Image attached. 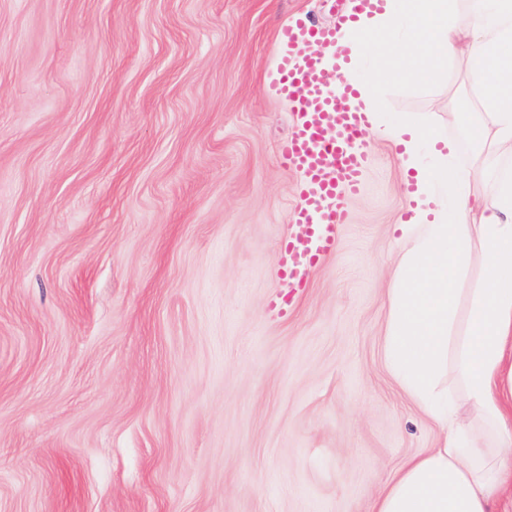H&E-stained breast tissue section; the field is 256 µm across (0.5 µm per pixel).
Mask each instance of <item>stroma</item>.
Returning a JSON list of instances; mask_svg holds the SVG:
<instances>
[{
	"instance_id": "35a3bbf8",
	"label": "stroma",
	"mask_w": 512,
	"mask_h": 512,
	"mask_svg": "<svg viewBox=\"0 0 512 512\" xmlns=\"http://www.w3.org/2000/svg\"><path fill=\"white\" fill-rule=\"evenodd\" d=\"M329 0H0V512H369L439 429L385 365L406 178L369 144L287 318L277 32ZM466 77L383 121L458 138Z\"/></svg>"
}]
</instances>
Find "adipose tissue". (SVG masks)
<instances>
[{"mask_svg":"<svg viewBox=\"0 0 512 512\" xmlns=\"http://www.w3.org/2000/svg\"><path fill=\"white\" fill-rule=\"evenodd\" d=\"M346 45L393 57L396 75L422 86L457 69L479 93L467 131L476 169H449L453 145L429 126L376 117L369 130L400 146L416 184L388 290L386 365L441 431L371 512H512V0H385ZM425 140L438 167L420 161ZM448 371L457 393L441 385Z\"/></svg>","mask_w":512,"mask_h":512,"instance_id":"adipose-tissue-1","label":"adipose tissue"}]
</instances>
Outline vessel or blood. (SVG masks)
<instances>
[{"label": "vessel or blood", "instance_id": "obj_1", "mask_svg": "<svg viewBox=\"0 0 512 512\" xmlns=\"http://www.w3.org/2000/svg\"><path fill=\"white\" fill-rule=\"evenodd\" d=\"M329 23L305 12L289 17L278 33L276 85L287 99L293 123L282 155L298 175V204L291 221L299 232L281 252L279 264L289 287H303L312 267L336 252L346 224V202L357 195L369 162L355 141L369 125V114L346 82L351 53L341 41L356 15L380 9L383 0H353Z\"/></svg>", "mask_w": 512, "mask_h": 512}]
</instances>
